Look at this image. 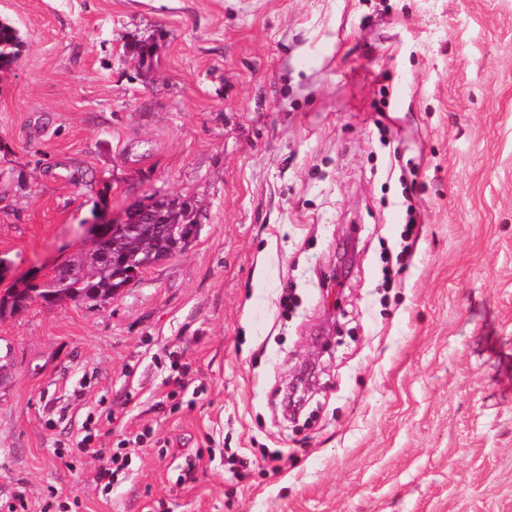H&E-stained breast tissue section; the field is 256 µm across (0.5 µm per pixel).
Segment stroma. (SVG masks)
Masks as SVG:
<instances>
[{
  "mask_svg": "<svg viewBox=\"0 0 512 512\" xmlns=\"http://www.w3.org/2000/svg\"><path fill=\"white\" fill-rule=\"evenodd\" d=\"M5 21L0 295L89 249L104 205L180 197L198 233L106 302L0 318V512H512V0ZM88 427L130 460L111 489ZM22 43L18 29L0 22V69L9 67L18 55Z\"/></svg>",
  "mask_w": 512,
  "mask_h": 512,
  "instance_id": "obj_1",
  "label": "stroma"
}]
</instances>
